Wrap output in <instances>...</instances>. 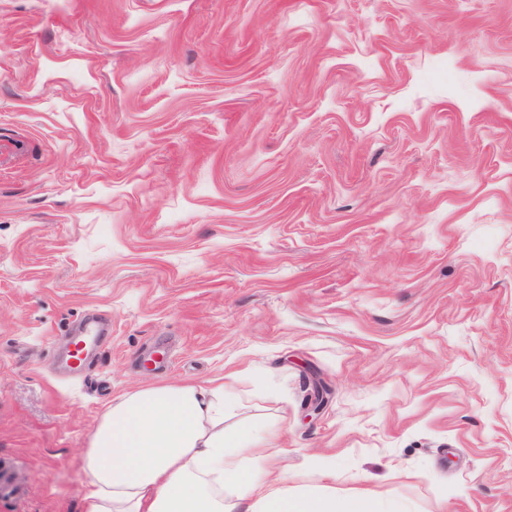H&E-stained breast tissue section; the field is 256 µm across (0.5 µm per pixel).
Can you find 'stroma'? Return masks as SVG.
I'll return each instance as SVG.
<instances>
[{
  "mask_svg": "<svg viewBox=\"0 0 512 512\" xmlns=\"http://www.w3.org/2000/svg\"><path fill=\"white\" fill-rule=\"evenodd\" d=\"M233 372L300 485L512 512V0H0V512ZM100 313L90 311L85 314L83 332L73 336L69 343L68 365L77 373H83L89 367V355L98 334V321Z\"/></svg>",
  "mask_w": 512,
  "mask_h": 512,
  "instance_id": "obj_1",
  "label": "stroma"
}]
</instances>
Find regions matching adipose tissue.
<instances>
[{
	"instance_id": "obj_1",
	"label": "adipose tissue",
	"mask_w": 512,
	"mask_h": 512,
	"mask_svg": "<svg viewBox=\"0 0 512 512\" xmlns=\"http://www.w3.org/2000/svg\"><path fill=\"white\" fill-rule=\"evenodd\" d=\"M228 374L210 387L160 385L126 395L102 416L82 456L84 512H366L363 498L265 478L274 432L228 430L240 400Z\"/></svg>"
}]
</instances>
